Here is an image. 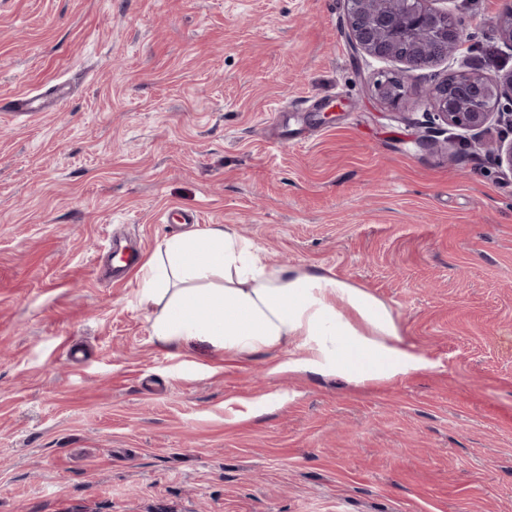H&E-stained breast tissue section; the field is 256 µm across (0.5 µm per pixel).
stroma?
I'll return each instance as SVG.
<instances>
[{
	"label": "stroma",
	"instance_id": "obj_1",
	"mask_svg": "<svg viewBox=\"0 0 512 512\" xmlns=\"http://www.w3.org/2000/svg\"><path fill=\"white\" fill-rule=\"evenodd\" d=\"M506 2L450 0L460 58L392 106L343 0H0V99L64 98L0 112V512H512V130L425 95L512 70ZM171 207L367 290L430 368L159 344L98 267L183 234ZM44 105L45 101L42 97L22 94L7 103L1 104L0 108H3L2 112H26L33 115L36 112H42Z\"/></svg>",
	"mask_w": 512,
	"mask_h": 512
}]
</instances>
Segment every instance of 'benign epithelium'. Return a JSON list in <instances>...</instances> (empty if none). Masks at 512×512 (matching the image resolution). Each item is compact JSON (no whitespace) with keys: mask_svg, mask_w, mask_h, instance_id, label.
I'll return each instance as SVG.
<instances>
[{"mask_svg":"<svg viewBox=\"0 0 512 512\" xmlns=\"http://www.w3.org/2000/svg\"><path fill=\"white\" fill-rule=\"evenodd\" d=\"M447 0H344L353 48L406 69L428 67L456 56L464 45L462 19ZM463 70L433 83L427 91L435 116L450 127L476 130L491 120L512 126V70L492 75L462 63ZM379 98L400 103L405 77L390 73L376 79ZM512 170V140L488 145Z\"/></svg>","mask_w":512,"mask_h":512,"instance_id":"obj_1","label":"benign epithelium"}]
</instances>
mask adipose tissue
Listing matches in <instances>:
<instances>
[{"label":"adipose tissue","mask_w":512,"mask_h":512,"mask_svg":"<svg viewBox=\"0 0 512 512\" xmlns=\"http://www.w3.org/2000/svg\"><path fill=\"white\" fill-rule=\"evenodd\" d=\"M151 334L170 346L205 341L228 354L300 350L290 366L365 386L428 369L404 345L387 306L334 275L267 262L230 226L164 240L139 270Z\"/></svg>","instance_id":"ef3b65f1"}]
</instances>
